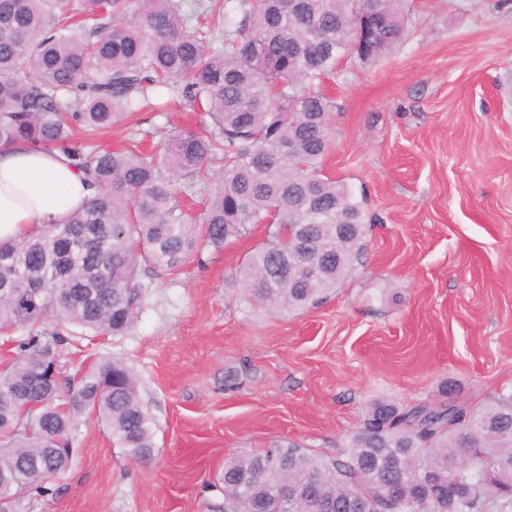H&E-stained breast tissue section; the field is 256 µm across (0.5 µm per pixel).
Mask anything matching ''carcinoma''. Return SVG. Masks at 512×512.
Masks as SVG:
<instances>
[{"mask_svg": "<svg viewBox=\"0 0 512 512\" xmlns=\"http://www.w3.org/2000/svg\"><path fill=\"white\" fill-rule=\"evenodd\" d=\"M0 0V151L57 148L96 193L38 234L0 244V498L14 508L64 475L76 419L93 415L134 461L152 459L154 423L134 369L101 358L71 382L46 318L63 333L121 336L146 299L141 268L178 274L249 224L269 239L235 283L257 304L304 309L342 281L377 223L323 173L333 143L323 83L355 53L362 10L380 19L373 58L409 34L408 0ZM177 99L213 131L175 128L155 151L91 145L116 119ZM223 162L215 178L210 163ZM25 329L27 339L14 337ZM438 404L372 405L327 459L297 443L233 456L224 512H485L512 504V394L472 409L452 387Z\"/></svg>", "mask_w": 512, "mask_h": 512, "instance_id": "cac0c4a2", "label": "carcinoma"}]
</instances>
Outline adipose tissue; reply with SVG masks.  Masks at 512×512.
<instances>
[{"instance_id":"obj_1","label":"adipose tissue","mask_w":512,"mask_h":512,"mask_svg":"<svg viewBox=\"0 0 512 512\" xmlns=\"http://www.w3.org/2000/svg\"><path fill=\"white\" fill-rule=\"evenodd\" d=\"M93 189L57 149L20 146L0 154V243L38 232L81 209Z\"/></svg>"}]
</instances>
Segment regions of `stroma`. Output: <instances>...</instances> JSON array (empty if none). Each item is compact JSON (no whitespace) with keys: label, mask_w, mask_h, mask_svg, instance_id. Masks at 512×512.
I'll use <instances>...</instances> for the list:
<instances>
[{"label":"stroma","mask_w":512,"mask_h":512,"mask_svg":"<svg viewBox=\"0 0 512 512\" xmlns=\"http://www.w3.org/2000/svg\"><path fill=\"white\" fill-rule=\"evenodd\" d=\"M409 36L375 62L343 59L325 175L364 195L354 268L293 312L232 286L264 243L249 226L175 277L145 274L126 335L54 347L66 376L99 356L132 365L155 423L138 464L82 416L68 473L24 512H224L225 459L295 442L345 456L373 403H435L443 382L478 408L512 392V0H414ZM194 112H138L97 138L157 144Z\"/></svg>","instance_id":"35a3bbf8"}]
</instances>
